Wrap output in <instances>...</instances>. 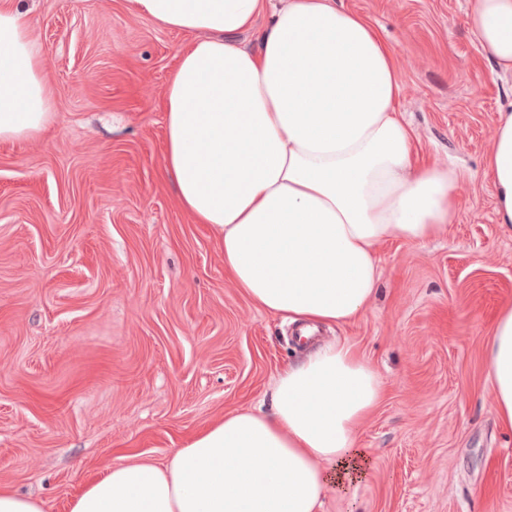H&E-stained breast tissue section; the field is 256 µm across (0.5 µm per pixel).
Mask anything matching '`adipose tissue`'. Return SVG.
I'll use <instances>...</instances> for the list:
<instances>
[{"label":"adipose tissue","instance_id":"obj_1","mask_svg":"<svg viewBox=\"0 0 512 512\" xmlns=\"http://www.w3.org/2000/svg\"><path fill=\"white\" fill-rule=\"evenodd\" d=\"M128 9L193 34L164 89V172L208 225L224 268L265 311L305 331L361 318L376 293V248L423 244L453 223L457 177L416 165L398 116L395 59L378 33L334 0H127ZM469 31L512 73V0H470ZM258 31L259 46L237 42ZM33 21L0 0V142L54 121ZM496 221L512 226V108L484 158ZM496 424L512 430V304L483 345ZM385 395L354 344L308 352L279 372L270 411L238 410L170 461L109 466L70 512H317L368 473L359 430Z\"/></svg>","mask_w":512,"mask_h":512}]
</instances>
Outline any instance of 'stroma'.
<instances>
[{
    "instance_id": "stroma-1",
    "label": "stroma",
    "mask_w": 512,
    "mask_h": 512,
    "mask_svg": "<svg viewBox=\"0 0 512 512\" xmlns=\"http://www.w3.org/2000/svg\"><path fill=\"white\" fill-rule=\"evenodd\" d=\"M469 0H336L391 49L419 161L453 170V224L380 245L364 316L322 328L379 370L363 425L369 477L319 512H512V432L495 421L482 346L512 301V230L483 159L512 74L467 25ZM57 111L0 144V485L69 512L106 466L167 462L226 412L271 407L306 348L257 307L163 175V91L192 36L126 0H20Z\"/></svg>"
}]
</instances>
